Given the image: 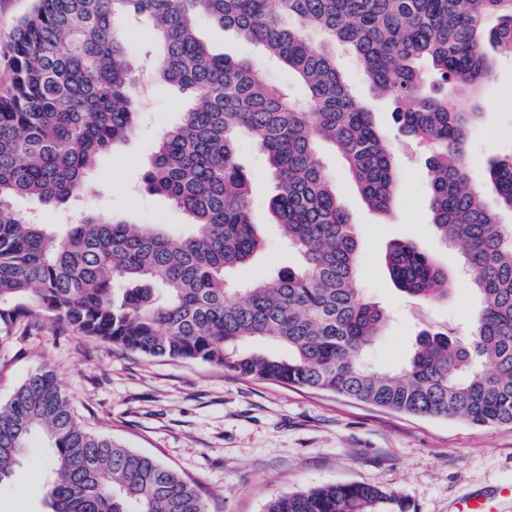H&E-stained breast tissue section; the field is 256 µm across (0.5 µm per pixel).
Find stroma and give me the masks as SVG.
I'll return each mask as SVG.
<instances>
[{
	"mask_svg": "<svg viewBox=\"0 0 512 512\" xmlns=\"http://www.w3.org/2000/svg\"><path fill=\"white\" fill-rule=\"evenodd\" d=\"M199 30L215 51L261 62L264 76L286 73L260 47L200 17ZM336 58L356 96L367 100L377 125L391 137L399 190L386 212L370 209L343 161L322 147L338 199L359 240L356 286L385 312L381 337L367 354L382 372L400 370L417 336L451 328L469 337L480 295L462 270L459 245L444 242L428 208L427 149L396 133L391 99L374 95L356 61ZM147 86L133 136L96 163L99 190L86 194L83 211L163 224L174 236L189 217L138 184L158 135L179 119L177 90L144 72ZM482 116L468 141L469 176L487 206L497 197L486 175L488 159L512 147V59L501 57L481 94ZM255 181L253 209L265 243L228 278L245 286L297 267L269 213L274 186L263 154L251 138L240 143ZM410 240L447 269V298L419 304L391 281L385 255L393 242ZM47 367L68 394L82 422L136 451L149 454L194 483L209 512H264L275 496L333 483H364L399 492L413 512H456L468 497L487 498L494 512H512V425L477 429L443 418L399 413L328 392L245 378L206 362L146 358L105 345L67 327L17 324L0 344V403L31 372ZM46 454L42 435L31 436L23 461L0 481V512H44Z\"/></svg>",
	"mask_w": 512,
	"mask_h": 512,
	"instance_id": "35a3bbf8",
	"label": "stroma"
}]
</instances>
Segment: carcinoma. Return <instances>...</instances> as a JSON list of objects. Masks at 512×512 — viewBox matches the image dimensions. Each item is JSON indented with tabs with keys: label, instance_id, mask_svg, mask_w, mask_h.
Instances as JSON below:
<instances>
[{
	"label": "carcinoma",
	"instance_id": "cac0c4a2",
	"mask_svg": "<svg viewBox=\"0 0 512 512\" xmlns=\"http://www.w3.org/2000/svg\"><path fill=\"white\" fill-rule=\"evenodd\" d=\"M127 14L152 26L145 56L155 76L192 101L142 174L151 194L191 218L177 240L162 224L83 211L61 231L13 207L18 197L50 206L95 190L94 163L134 132L141 90L117 25ZM201 14L261 46L294 89L212 54ZM338 45L392 99L397 133L430 147L431 224L463 243L481 297L468 343L424 331L395 374L366 362L385 315L355 288L357 233L318 150L332 146L371 209L391 208L389 139L351 92ZM493 52L512 56V0H34L12 31L11 80L0 89V340L22 321H47L148 358L477 428L512 424V234L499 218L512 213V150L488 161L495 210L472 185L466 152ZM245 136L266 158L269 208L301 264L231 288L226 272L262 248L254 176L238 150ZM385 260L410 297H448V271L413 242L393 243ZM36 432L47 442L45 512H207L175 470L85 427L49 368L0 405V481ZM265 512L411 510L395 491L335 483L278 496Z\"/></svg>",
	"mask_w": 512,
	"mask_h": 512
}]
</instances>
